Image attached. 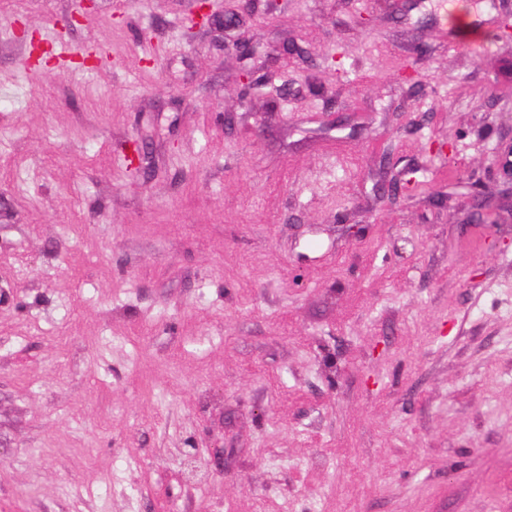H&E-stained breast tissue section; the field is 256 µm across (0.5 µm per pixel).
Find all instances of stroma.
Returning a JSON list of instances; mask_svg holds the SVG:
<instances>
[{
    "label": "stroma",
    "instance_id": "obj_1",
    "mask_svg": "<svg viewBox=\"0 0 512 512\" xmlns=\"http://www.w3.org/2000/svg\"><path fill=\"white\" fill-rule=\"evenodd\" d=\"M253 2L0 0V512H512V0ZM196 15L194 16V25L207 24L210 28L221 31L224 34V28H230L234 25L232 18L224 20V14L212 12L211 0H196ZM190 443V448L185 451L182 462L188 480L195 478L202 471L199 464L202 463L205 451L209 452L211 448H223V445L220 446L218 440L209 433L194 437Z\"/></svg>",
    "mask_w": 512,
    "mask_h": 512
}]
</instances>
